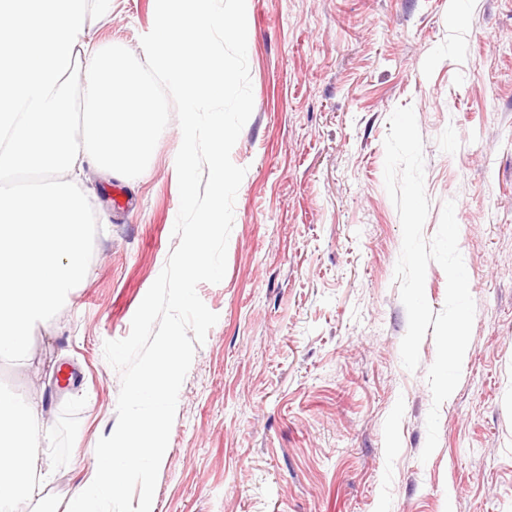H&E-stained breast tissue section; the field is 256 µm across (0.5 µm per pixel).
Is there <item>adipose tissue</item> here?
<instances>
[{
    "instance_id": "adipose-tissue-1",
    "label": "adipose tissue",
    "mask_w": 512,
    "mask_h": 512,
    "mask_svg": "<svg viewBox=\"0 0 512 512\" xmlns=\"http://www.w3.org/2000/svg\"><path fill=\"white\" fill-rule=\"evenodd\" d=\"M35 400H21L0 390V512H16L19 501L40 497L52 474L34 449L39 445L31 423Z\"/></svg>"
}]
</instances>
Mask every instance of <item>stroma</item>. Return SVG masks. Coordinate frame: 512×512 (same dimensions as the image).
Masks as SVG:
<instances>
[{
	"instance_id": "1",
	"label": "stroma",
	"mask_w": 512,
	"mask_h": 512,
	"mask_svg": "<svg viewBox=\"0 0 512 512\" xmlns=\"http://www.w3.org/2000/svg\"><path fill=\"white\" fill-rule=\"evenodd\" d=\"M155 0L87 19L101 48L142 55ZM253 113L231 151L239 187L227 268L197 293L217 323L179 392L151 512H512V0H252ZM422 135L423 235L456 203L476 312L461 380L421 460L433 336L407 371L395 265L402 227L384 186L395 108ZM177 120L146 170L87 168L100 229L87 274L0 388L39 402L53 473L45 512H67L117 424L105 341L132 318L178 240ZM133 206L112 207L113 184ZM82 373L58 385V367Z\"/></svg>"
}]
</instances>
